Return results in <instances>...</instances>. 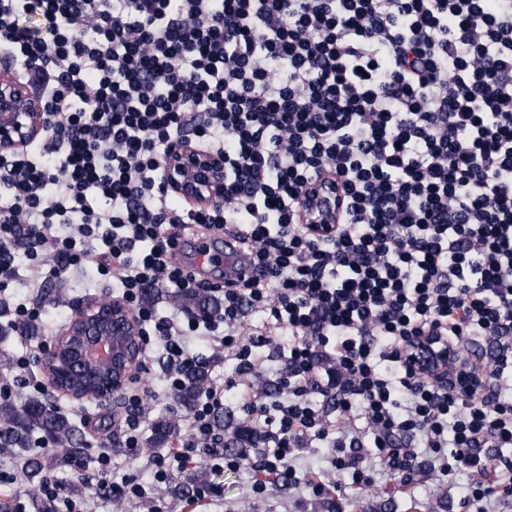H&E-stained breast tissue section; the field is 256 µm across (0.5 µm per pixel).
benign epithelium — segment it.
Here are the masks:
<instances>
[{"instance_id":"obj_1","label":"benign epithelium","mask_w":512,"mask_h":512,"mask_svg":"<svg viewBox=\"0 0 512 512\" xmlns=\"http://www.w3.org/2000/svg\"><path fill=\"white\" fill-rule=\"evenodd\" d=\"M43 99L9 69L0 70V153L17 152L37 139L48 124ZM168 187L203 207L224 203V161L200 152L190 140L172 149L165 166ZM307 232L336 234V184L308 187L302 196ZM145 339L139 316L120 300L79 302L68 323L40 359L51 386L78 403L121 404L128 385L141 369ZM412 360L425 374L448 383L453 356L432 345L429 336L412 347Z\"/></svg>"}]
</instances>
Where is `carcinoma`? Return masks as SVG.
I'll return each instance as SVG.
<instances>
[{
  "label": "carcinoma",
  "instance_id": "cac0c4a2",
  "mask_svg": "<svg viewBox=\"0 0 512 512\" xmlns=\"http://www.w3.org/2000/svg\"><path fill=\"white\" fill-rule=\"evenodd\" d=\"M185 308L193 315L210 317L219 313L220 304L196 292L182 295ZM209 382L208 366H200L186 382L174 390L173 402L189 408L193 406ZM178 424L173 417L157 422L155 440L162 442L176 435ZM36 433L55 445L57 454L50 460L30 458L24 472L27 484L39 489L53 469L65 468L84 455V446L75 423V414L57 411L42 395L30 398L17 406L8 399L0 401V452L16 454L27 452L34 444Z\"/></svg>",
  "mask_w": 512,
  "mask_h": 512
}]
</instances>
